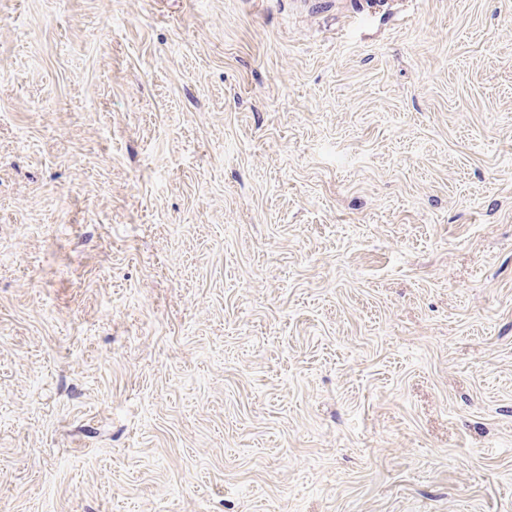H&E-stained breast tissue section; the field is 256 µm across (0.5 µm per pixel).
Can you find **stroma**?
<instances>
[{
	"label": "stroma",
	"instance_id": "1",
	"mask_svg": "<svg viewBox=\"0 0 512 512\" xmlns=\"http://www.w3.org/2000/svg\"><path fill=\"white\" fill-rule=\"evenodd\" d=\"M0 512H512V0H0Z\"/></svg>",
	"mask_w": 512,
	"mask_h": 512
}]
</instances>
